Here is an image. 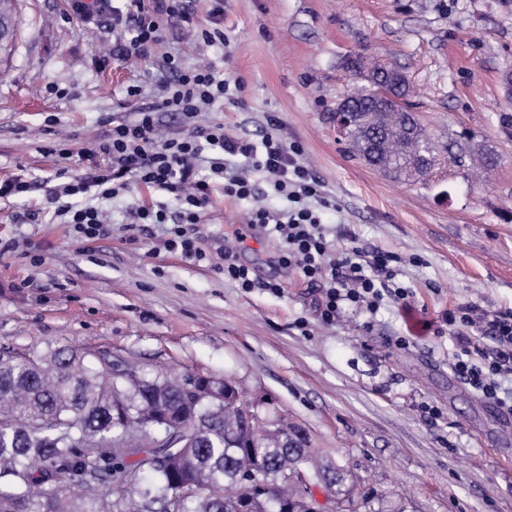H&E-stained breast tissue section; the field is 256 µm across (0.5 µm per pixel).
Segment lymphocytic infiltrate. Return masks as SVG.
Masks as SVG:
<instances>
[{"label": "lymphocytic infiltrate", "instance_id": "1", "mask_svg": "<svg viewBox=\"0 0 512 512\" xmlns=\"http://www.w3.org/2000/svg\"><path fill=\"white\" fill-rule=\"evenodd\" d=\"M167 21L188 28L194 25L193 14L182 0H156L153 11L140 8L130 15L129 36L113 47V56H147L160 44ZM164 68L170 77L160 106L140 109L135 119L113 125L109 138L99 146L106 164L51 191L48 201L55 216L64 218L81 237L103 238L110 227L98 206L100 200L117 196L134 182L156 188L179 197L176 218H169L165 209L141 206L134 211L135 219L164 226V246L169 251L204 261L207 254L197 246L194 230L213 191L212 184L198 176L197 164L205 160L220 177L225 196L254 200L249 228L273 235L284 264L319 286L322 322H335L346 303L374 312L383 300L400 302L410 296V289L395 281L390 253L333 249L320 216L307 204L308 199H320V181L300 161L298 148L285 146L270 133L258 143L232 136L220 122L159 139V112L190 119L204 107L223 101L229 89L228 80L211 65L185 69L178 58L169 56ZM257 175L288 201V209L277 211L257 203L253 181ZM447 321L458 347L450 364L453 373L484 399L512 411V388L504 386L512 379V308L488 312L460 303L449 310ZM486 337L492 339V348L483 346Z\"/></svg>", "mask_w": 512, "mask_h": 512}]
</instances>
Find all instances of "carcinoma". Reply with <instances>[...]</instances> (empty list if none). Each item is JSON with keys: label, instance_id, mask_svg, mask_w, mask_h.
<instances>
[{"label": "carcinoma", "instance_id": "carcinoma-1", "mask_svg": "<svg viewBox=\"0 0 512 512\" xmlns=\"http://www.w3.org/2000/svg\"><path fill=\"white\" fill-rule=\"evenodd\" d=\"M374 87L356 89L360 109L345 141L366 165L400 183L420 155L457 150L482 172L500 156L474 150L466 134L444 146L417 122L402 78L397 103L384 121L367 116ZM122 372L107 369L92 351L57 347L36 357L0 353V512H149L178 494V512H265V503H242L240 478L260 476L283 512H309L308 491L290 475L309 470L315 480L337 467L316 460L302 429L271 420L249 430L253 405L224 381V402L186 406L180 380L143 375L130 359ZM78 468L86 488L71 476Z\"/></svg>", "mask_w": 512, "mask_h": 512}]
</instances>
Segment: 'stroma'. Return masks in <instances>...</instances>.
<instances>
[{"label":"stroma","instance_id":"stroma-1","mask_svg":"<svg viewBox=\"0 0 512 512\" xmlns=\"http://www.w3.org/2000/svg\"><path fill=\"white\" fill-rule=\"evenodd\" d=\"M68 8L20 0L15 37L0 48V180L33 186L0 198V351L67 346L149 373L234 378L261 416L301 427L315 454L343 469L341 486L312 489L335 512H512V418L453 374L445 321L460 302L512 307V0H224V44L202 49L169 26L151 56L120 59L108 52L126 21ZM168 55L242 81L197 123L299 145L336 202L322 219L339 232L337 248L394 255L406 301L321 323L319 288L280 263L275 239L247 231L250 201L220 190L200 246L232 249L257 283L248 291L167 251L157 226L134 224L141 205L176 214L171 194L134 185L104 201L105 239L60 223L47 202L58 171L82 176L111 121L160 99ZM350 57L399 67L436 141L469 133L496 148L498 167L475 178L445 154L433 175L405 185L354 157L329 117L359 83ZM133 85L140 96H128ZM60 142L69 159L52 155ZM270 279L283 294L263 289Z\"/></svg>","mask_w":512,"mask_h":512}]
</instances>
